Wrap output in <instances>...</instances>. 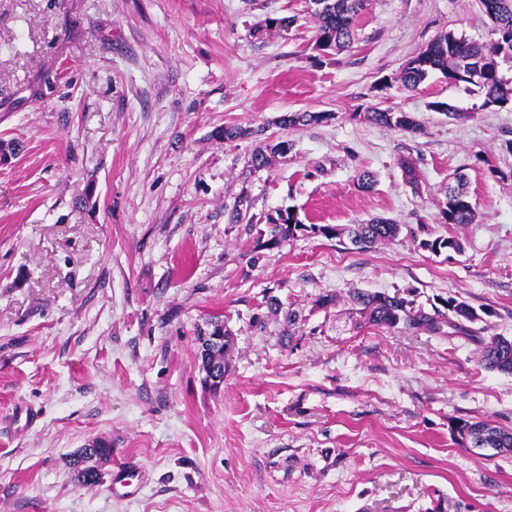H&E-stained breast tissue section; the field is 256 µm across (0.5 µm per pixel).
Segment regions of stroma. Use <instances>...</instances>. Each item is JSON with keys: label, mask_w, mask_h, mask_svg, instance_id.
<instances>
[{"label": "stroma", "mask_w": 512, "mask_h": 512, "mask_svg": "<svg viewBox=\"0 0 512 512\" xmlns=\"http://www.w3.org/2000/svg\"><path fill=\"white\" fill-rule=\"evenodd\" d=\"M449 32L493 38L471 0H368L326 55L306 0H0V512H512V454L454 435L512 429V375L473 337L512 336V103L438 72L400 81ZM288 112L326 118L285 130ZM460 174L475 221L441 223ZM243 197L249 227L227 221ZM286 209L302 227L271 245ZM373 216L399 236L318 231ZM439 236L462 252L423 249ZM356 291L484 319L360 326ZM215 315L233 336L217 392L197 344ZM95 438L112 456L84 486L70 461ZM126 463L135 492L112 494ZM369 119L372 123L401 130H414L416 124L405 112H392L391 110H375L369 112ZM318 230L325 237L341 239L346 236L352 245L367 248L379 242L393 241L400 234L401 226L391 219L373 217L360 224L343 227L322 225Z\"/></svg>", "instance_id": "obj_1"}]
</instances>
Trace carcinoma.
<instances>
[{
  "label": "carcinoma",
  "instance_id": "1",
  "mask_svg": "<svg viewBox=\"0 0 512 512\" xmlns=\"http://www.w3.org/2000/svg\"><path fill=\"white\" fill-rule=\"evenodd\" d=\"M314 5L312 16L317 23V44L326 50L340 51L353 40L356 17L363 10L365 0H310ZM474 6L493 25L496 39L488 43L469 41L447 33L413 56L401 72L400 80L414 90L434 72L460 84L472 85L484 97L483 105L489 100L501 104L512 101V81L500 74L501 61L512 60V0H473ZM325 114L320 112H289L282 115L279 125L282 129H294L317 123ZM372 123L401 130H413L416 124L405 112L376 110L369 113ZM475 207L467 193L460 187L448 189L441 219L445 224H471ZM301 224L289 211L279 213L272 220L271 241L278 245L294 236ZM318 230L326 237H347L350 243L360 248L371 247L379 242L392 241L398 237L401 225L390 219L373 217L360 224L343 227L322 225ZM422 247L440 252L443 249L461 251V244L453 236L437 237L425 241ZM359 305L358 313L366 323L383 328H395L403 324L409 328L436 332L440 323L445 322L456 331L470 334L467 324L474 322L472 308L455 298L446 300L445 310L432 307L427 312L415 307L414 301L395 294H355ZM480 343L479 362L487 370L512 374V338L493 335L478 338ZM461 439L473 436L482 442V447L498 453L512 452V430L493 425L489 421L464 423L458 428Z\"/></svg>",
  "mask_w": 512,
  "mask_h": 512
}]
</instances>
